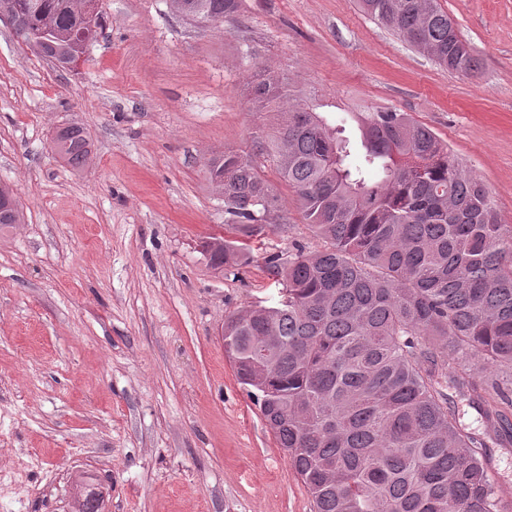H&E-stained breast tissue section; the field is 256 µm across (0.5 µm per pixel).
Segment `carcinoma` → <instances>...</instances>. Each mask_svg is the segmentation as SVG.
<instances>
[{
	"label": "carcinoma",
	"mask_w": 512,
	"mask_h": 512,
	"mask_svg": "<svg viewBox=\"0 0 512 512\" xmlns=\"http://www.w3.org/2000/svg\"><path fill=\"white\" fill-rule=\"evenodd\" d=\"M94 0H0L26 15L23 39L64 69L102 33ZM194 19L231 22L241 0H172ZM417 52L462 76L478 70L437 0H359ZM253 103L279 109L252 154L205 158L224 223L214 271L248 263L250 241L278 228V198L256 157L275 161L321 241L264 258L282 283L274 305L224 318V355L302 480L314 512H507L491 444H512V225L430 128L405 112H355L357 143L272 76ZM59 157L91 160L84 129L55 132ZM71 512H105L94 475Z\"/></svg>",
	"instance_id": "1"
}]
</instances>
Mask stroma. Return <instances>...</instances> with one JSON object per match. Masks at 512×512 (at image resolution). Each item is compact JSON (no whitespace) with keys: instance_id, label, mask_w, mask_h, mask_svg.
<instances>
[{"instance_id":"1","label":"stroma","mask_w":512,"mask_h":512,"mask_svg":"<svg viewBox=\"0 0 512 512\" xmlns=\"http://www.w3.org/2000/svg\"><path fill=\"white\" fill-rule=\"evenodd\" d=\"M438 3L476 75L440 68L356 0H242L217 25L169 0H100L103 35L74 71L0 21V183L24 213L0 230V512H66L82 472L108 512H314L221 328L278 302L264 256L319 242L268 160L281 226L249 265L215 272L201 241L238 234L203 160L251 151L276 124L251 105L261 62L350 138L352 113H408L512 225V0ZM66 123L92 145L80 171L50 145Z\"/></svg>"}]
</instances>
